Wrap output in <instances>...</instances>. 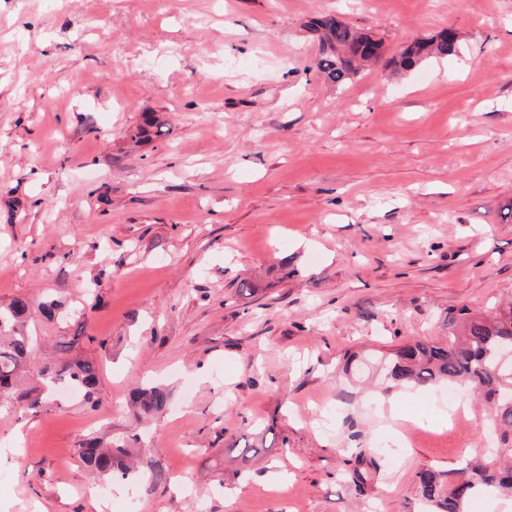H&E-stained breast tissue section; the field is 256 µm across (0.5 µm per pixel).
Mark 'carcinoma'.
<instances>
[{
    "instance_id": "obj_1",
    "label": "carcinoma",
    "mask_w": 512,
    "mask_h": 512,
    "mask_svg": "<svg viewBox=\"0 0 512 512\" xmlns=\"http://www.w3.org/2000/svg\"><path fill=\"white\" fill-rule=\"evenodd\" d=\"M311 31L319 46L317 70L326 80L343 85L361 67L381 56L382 42L362 33L341 18L322 15L311 22ZM457 38L443 31L431 38L405 46L386 61L393 70H410L434 56L457 52ZM164 122L155 112L142 114L140 124L130 138L145 143L163 134ZM61 308L58 302L31 301L16 297L0 306V403L28 400L27 409L36 413L44 408L42 397L16 393L17 382L25 367L36 357L27 322L39 312L53 319ZM512 345V299L499 303L487 315L467 313L461 318L459 333L445 342L413 341L376 364L393 387H427L439 382L463 385L488 405L501 431V450L489 460H465L449 471L423 469L417 472L418 493L430 512H467L466 506L479 494L496 491L512 496V372L497 371L499 350ZM39 381L46 390L56 386L77 385L90 405H97L98 372L90 360H76L62 365L49 364L39 371ZM133 401L146 414H157L169 405L168 393L151 386L135 392ZM125 450L103 448L88 438L78 449L85 467L108 476L119 467Z\"/></svg>"
}]
</instances>
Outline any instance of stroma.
<instances>
[{
    "instance_id": "1",
    "label": "stroma",
    "mask_w": 512,
    "mask_h": 512,
    "mask_svg": "<svg viewBox=\"0 0 512 512\" xmlns=\"http://www.w3.org/2000/svg\"><path fill=\"white\" fill-rule=\"evenodd\" d=\"M328 11L387 57L458 52L338 86ZM145 111L165 134L131 146ZM511 205L512 0H0V303L83 310L33 319L27 388L46 357L99 369L97 410H0V512H427L417 472L494 448L490 414L343 367L512 296ZM457 36L448 38V31L431 38L420 39L405 46L386 61L394 71L410 70L434 56H449L457 52ZM133 401L146 414L162 413L169 405L168 393L160 387L151 386L137 390ZM126 452L120 446L101 448L96 439L88 438L78 448V457L85 467L91 471L108 476L117 468H122V458ZM120 464V467H119Z\"/></svg>"
}]
</instances>
